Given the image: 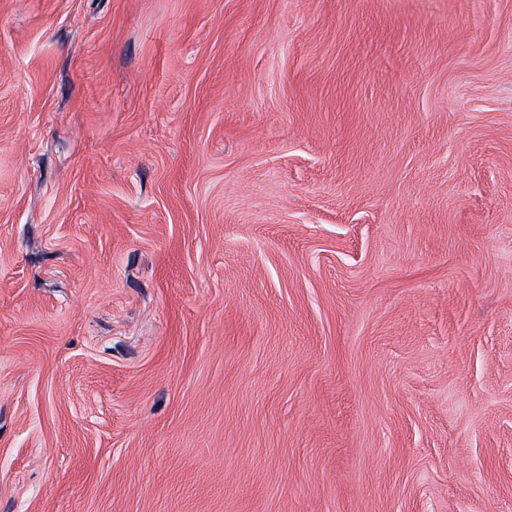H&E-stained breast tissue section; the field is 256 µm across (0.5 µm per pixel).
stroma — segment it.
Here are the masks:
<instances>
[{"mask_svg": "<svg viewBox=\"0 0 512 512\" xmlns=\"http://www.w3.org/2000/svg\"><path fill=\"white\" fill-rule=\"evenodd\" d=\"M0 512H512V0H0Z\"/></svg>", "mask_w": 512, "mask_h": 512, "instance_id": "35a3bbf8", "label": "stroma"}]
</instances>
